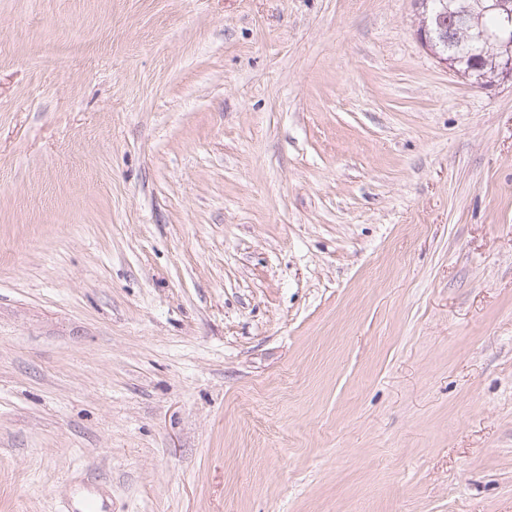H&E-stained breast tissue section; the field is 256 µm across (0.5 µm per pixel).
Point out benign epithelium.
Wrapping results in <instances>:
<instances>
[{
    "instance_id": "obj_1",
    "label": "benign epithelium",
    "mask_w": 512,
    "mask_h": 512,
    "mask_svg": "<svg viewBox=\"0 0 512 512\" xmlns=\"http://www.w3.org/2000/svg\"><path fill=\"white\" fill-rule=\"evenodd\" d=\"M495 11L500 17L499 26L490 30L482 25L484 13ZM448 13L455 17L462 18L460 22V32L464 37L455 40L457 46L469 44L467 57L475 61L480 58L475 42L487 48L494 50V63L491 74L477 77L476 85L479 87H491L505 82L512 83V0H474V2L463 12L448 10ZM477 31L476 35H471V31ZM421 44L438 60L451 71H457V65L461 61L458 54L448 53V49L437 50L432 31L427 22L421 23L419 32Z\"/></svg>"
}]
</instances>
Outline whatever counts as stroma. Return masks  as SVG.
Returning <instances> with one entry per match:
<instances>
[{"label":"stroma","mask_w":512,"mask_h":512,"mask_svg":"<svg viewBox=\"0 0 512 512\" xmlns=\"http://www.w3.org/2000/svg\"><path fill=\"white\" fill-rule=\"evenodd\" d=\"M415 0H0V512H512V85Z\"/></svg>","instance_id":"35a3bbf8"}]
</instances>
